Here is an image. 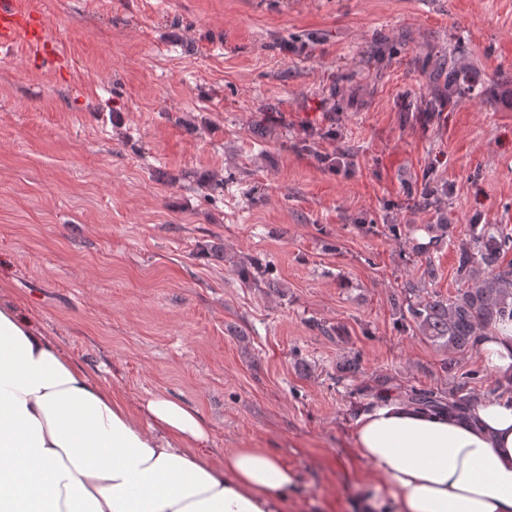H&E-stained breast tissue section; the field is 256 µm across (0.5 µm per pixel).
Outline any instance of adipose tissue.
<instances>
[{"label": "adipose tissue", "instance_id": "adipose-tissue-1", "mask_svg": "<svg viewBox=\"0 0 512 512\" xmlns=\"http://www.w3.org/2000/svg\"><path fill=\"white\" fill-rule=\"evenodd\" d=\"M478 348L512 376V323ZM209 435L197 410L162 393L132 410L0 303V512H286L297 471L264 448L201 454ZM352 439L397 512H512V395L469 420L380 399Z\"/></svg>", "mask_w": 512, "mask_h": 512}]
</instances>
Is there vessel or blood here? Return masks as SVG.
I'll return each instance as SVG.
<instances>
[{
	"label": "vessel or blood",
	"instance_id": "1",
	"mask_svg": "<svg viewBox=\"0 0 512 512\" xmlns=\"http://www.w3.org/2000/svg\"><path fill=\"white\" fill-rule=\"evenodd\" d=\"M29 47L46 60L58 57L55 41L39 9L32 0H0V47Z\"/></svg>",
	"mask_w": 512,
	"mask_h": 512
}]
</instances>
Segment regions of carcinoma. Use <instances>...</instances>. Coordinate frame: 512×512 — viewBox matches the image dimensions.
<instances>
[{"instance_id":"carcinoma-1","label":"carcinoma","mask_w":512,"mask_h":512,"mask_svg":"<svg viewBox=\"0 0 512 512\" xmlns=\"http://www.w3.org/2000/svg\"><path fill=\"white\" fill-rule=\"evenodd\" d=\"M512 252V234L497 224H486L475 240L473 250L464 251L457 276L466 287L458 294L407 304L401 320L439 346L453 353L478 347L479 336L489 327L512 321V261L504 263ZM452 391L411 386L404 391L403 402L420 409L467 414L477 397L467 391V380Z\"/></svg>"}]
</instances>
